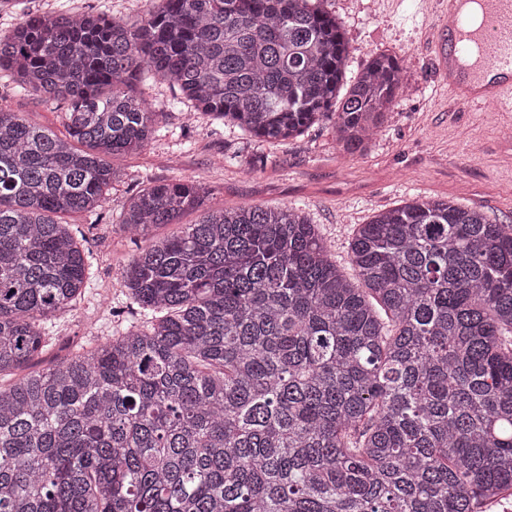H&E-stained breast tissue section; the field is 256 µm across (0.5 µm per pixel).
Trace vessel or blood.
<instances>
[{"label": "vessel or blood", "instance_id": "1", "mask_svg": "<svg viewBox=\"0 0 512 512\" xmlns=\"http://www.w3.org/2000/svg\"><path fill=\"white\" fill-rule=\"evenodd\" d=\"M480 18L465 12L445 14L434 33L438 69L450 56H476L465 77L448 75L445 82L454 105L512 112V0H482Z\"/></svg>", "mask_w": 512, "mask_h": 512}]
</instances>
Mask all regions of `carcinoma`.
I'll use <instances>...</instances> for the list:
<instances>
[{
	"label": "carcinoma",
	"instance_id": "carcinoma-1",
	"mask_svg": "<svg viewBox=\"0 0 512 512\" xmlns=\"http://www.w3.org/2000/svg\"><path fill=\"white\" fill-rule=\"evenodd\" d=\"M323 0H159L136 27L27 16L0 71L66 104L62 138L0 106V373L31 365L87 258L61 216L103 208L108 158L152 139L137 86L284 141L333 120L367 149L400 90L378 54L347 78ZM188 181L120 213L151 314L0 385V512H483L512 489V227L416 197L357 227L347 278L295 207L199 210Z\"/></svg>",
	"mask_w": 512,
	"mask_h": 512
}]
</instances>
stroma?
<instances>
[{
    "label": "stroma",
    "instance_id": "1",
    "mask_svg": "<svg viewBox=\"0 0 512 512\" xmlns=\"http://www.w3.org/2000/svg\"><path fill=\"white\" fill-rule=\"evenodd\" d=\"M148 2L0 0V36L26 14L60 10L104 13L132 25ZM325 7L343 25L350 47L348 76H356L378 53L396 56L403 64L397 103L369 148L353 157L343 155L329 122L284 142H261L218 120L187 119L184 108L172 106L174 92L166 83L150 84L145 96L162 114L161 130L142 150L113 160L116 179L100 215L68 216V223L85 230L91 275L75 309L49 322L51 344L34 368L59 364L143 321L142 310L130 303L122 285L137 244L112 218L153 183H198L213 207H299L347 273L357 226L415 197H449L482 210L496 223L512 224V114L454 106L430 42L442 16L427 0H326ZM0 104L32 125L64 129L63 104L17 93L4 72Z\"/></svg>",
    "mask_w": 512,
    "mask_h": 512
}]
</instances>
